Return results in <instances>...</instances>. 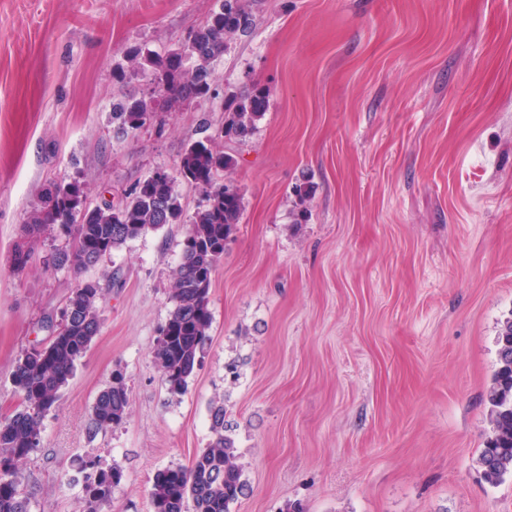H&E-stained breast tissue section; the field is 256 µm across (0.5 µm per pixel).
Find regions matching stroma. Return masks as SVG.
<instances>
[{"label": "stroma", "mask_w": 512, "mask_h": 512, "mask_svg": "<svg viewBox=\"0 0 512 512\" xmlns=\"http://www.w3.org/2000/svg\"><path fill=\"white\" fill-rule=\"evenodd\" d=\"M215 2L0 0V418L19 403L18 356L52 335L77 277L46 261L61 237L13 272L28 214L49 180L116 201L217 136L219 99L112 129L113 101L149 84L128 49L179 47ZM254 16L213 64L231 90L271 96L232 147L245 210L198 365L173 395L154 355L186 225L84 271L101 332L19 468L29 512H77L88 459L122 473L100 512H152L156 472L207 447L218 404L249 486L231 512H512V476L489 484L478 460L512 316V0H258ZM116 371L127 415L93 430Z\"/></svg>", "instance_id": "35a3bbf8"}]
</instances>
